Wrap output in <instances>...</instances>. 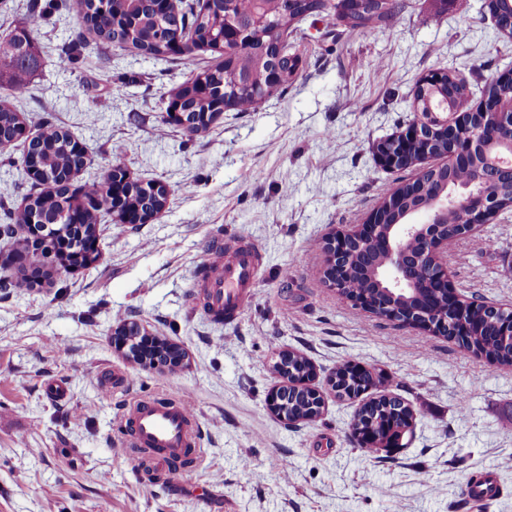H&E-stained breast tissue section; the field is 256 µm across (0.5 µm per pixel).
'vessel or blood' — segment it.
I'll return each instance as SVG.
<instances>
[{"mask_svg": "<svg viewBox=\"0 0 512 512\" xmlns=\"http://www.w3.org/2000/svg\"><path fill=\"white\" fill-rule=\"evenodd\" d=\"M256 252L245 245L232 253L215 249L205 260L210 275L204 284L214 312L234 319L253 298V281L257 267ZM127 447L136 456H159L168 470L169 481H177L173 466L187 451L199 444V426L194 411L181 397L168 395L158 399H133L123 418ZM470 498L488 501L500 493L496 472L477 477L466 487Z\"/></svg>", "mask_w": 512, "mask_h": 512, "instance_id": "obj_1", "label": "vessel or blood"}]
</instances>
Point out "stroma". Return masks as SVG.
<instances>
[{"mask_svg":"<svg viewBox=\"0 0 512 512\" xmlns=\"http://www.w3.org/2000/svg\"><path fill=\"white\" fill-rule=\"evenodd\" d=\"M307 33L285 91L189 140L164 119L187 78L180 61L102 49L75 13L48 15L41 66L14 103L29 133L49 113L86 147L92 163L74 185L121 164L169 194L151 223L104 218L96 262L0 293V512H512V368L354 308L326 286L322 249L397 186L375 146L414 120L416 83L440 69L512 68V39L486 0H410L386 33ZM24 146L0 153V198L15 206ZM240 239L258 250L254 299L217 324L197 300L198 271L213 247ZM448 265L465 295L512 306V209L457 240ZM123 321L179 346L181 365L127 358L112 335ZM283 350L315 369L326 401L315 420L288 423L268 407ZM343 360L384 373L371 396L416 409L404 447L374 457L353 443L361 402L328 389ZM115 370L126 385L106 390ZM51 380L66 400L46 397ZM172 390L202 436L195 467L166 485L163 466L143 470L124 447L121 415L131 398ZM487 469L502 491L477 504L462 489Z\"/></svg>","mask_w":512,"mask_h":512,"instance_id":"1","label":"stroma"}]
</instances>
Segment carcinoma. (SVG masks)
Listing matches in <instances>:
<instances>
[{
  "label": "carcinoma",
  "mask_w": 512,
  "mask_h": 512,
  "mask_svg": "<svg viewBox=\"0 0 512 512\" xmlns=\"http://www.w3.org/2000/svg\"><path fill=\"white\" fill-rule=\"evenodd\" d=\"M64 7L74 11L98 35L100 44L109 48L114 43L125 44L153 58L165 60L171 55V45L187 39L199 47H212L224 41V17L245 15L256 10L262 12L265 26L256 45L245 52L242 60L236 63L222 61L200 67L194 63L193 54L183 57L188 69V78L177 88L174 97L178 98L182 111L190 113V125L184 130L188 139L207 131L212 120L204 114L212 111L219 99H224L226 110L251 112L261 101L266 73L271 64L275 42L291 36L303 35L300 23L312 19L327 23L326 33L335 28L345 30H379L387 32L392 23L407 8L405 0H300L294 10L285 12L282 0H224L221 11L211 12L196 7L187 0L178 10H164L158 0H107V10L99 13L94 8V0H63L54 8ZM498 30L512 29V0H492L489 6ZM46 11L33 10L26 30L9 38L0 39V90L8 96H19L26 88L27 78L40 65V52L36 36L40 33ZM299 57L288 54L277 61L285 78L281 88L285 89L297 73ZM445 81L428 86L416 85L412 108L422 114L431 124L441 123V110L437 104L445 101L451 107H460L466 100V82L447 72ZM482 78V75H477ZM484 79V78H482ZM484 91L500 95L501 110L512 112V94L502 91L495 77L484 79ZM21 119L18 113L0 104V138L6 145L12 144V134ZM476 126L492 133L485 142V149L470 156L467 162L451 168L431 170L424 179L407 182L399 186V201L387 202V193H382L375 210L380 216V231L385 232L392 224H401L405 215L415 214L430 206L434 196L451 186L456 189L473 183L478 169L488 168V160L501 154L507 137L495 115L480 114ZM445 147L440 142L416 140L407 150V160L415 161L419 155L431 153ZM27 153L42 158L46 172L23 171V179L28 185L24 196L25 204L14 207L0 201V236L12 238L16 222L31 224L32 216L43 213L61 221L72 208H83V221L66 232L65 238L58 241L57 247L75 250L85 241L97 237L101 218L112 214V197L105 189L102 180L91 179L82 186L73 188L61 185L58 178L78 167L80 155L75 152L71 136L46 119L42 132L28 142ZM498 208H512V177H503L497 183ZM160 201L146 198L138 184L129 186L123 206L132 210H150ZM469 223L468 212L459 207L448 210L444 223L438 225L439 233L447 232L449 224ZM410 256L419 259V267L427 269L434 258L422 251L416 239L407 245ZM385 262L384 255L369 252L356 243H350L342 266L345 276L341 281L339 294L345 298L365 297L375 300L383 295L381 280L371 273L372 268ZM508 314L494 311L483 304L467 307L465 321L467 332L457 337L458 344L478 357L492 362L512 364V347L503 343L501 325ZM281 369L291 375L313 370L309 361L294 352L280 357ZM277 408L297 422L318 418L322 409L312 391L305 388H282L278 394ZM355 418L359 419L362 430L371 432L377 444L387 448L397 432L416 419V412L401 397L384 394L364 402Z\"/></svg>",
  "instance_id": "obj_1"
}]
</instances>
